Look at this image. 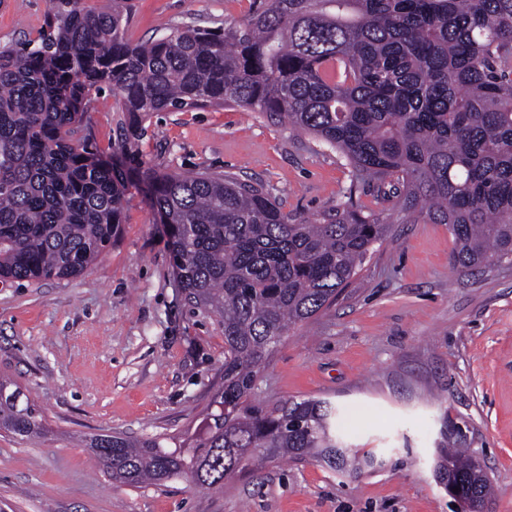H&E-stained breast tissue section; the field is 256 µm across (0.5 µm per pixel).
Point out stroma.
Wrapping results in <instances>:
<instances>
[{
  "label": "stroma",
  "mask_w": 512,
  "mask_h": 512,
  "mask_svg": "<svg viewBox=\"0 0 512 512\" xmlns=\"http://www.w3.org/2000/svg\"><path fill=\"white\" fill-rule=\"evenodd\" d=\"M253 0H129L127 36L243 19ZM49 0H0V44L36 38ZM91 93L79 139L116 154L120 113ZM139 160L264 182L285 211L317 217L351 190L335 149L239 107L157 112ZM389 237L330 307L292 329L261 369L251 402L330 400L349 439L381 459L341 477L313 461L263 463L200 489L179 478L112 483L92 437L194 433L224 381V334L192 311L145 185L130 183L123 224L82 275L0 283V376L38 407L46 436L0 431V512H455L433 474L442 418L484 460L488 512H512V262L462 270L444 224L406 223L385 204Z\"/></svg>",
  "instance_id": "obj_1"
}]
</instances>
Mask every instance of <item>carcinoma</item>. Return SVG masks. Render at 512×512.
<instances>
[{
    "label": "carcinoma",
    "instance_id": "cac0c4a2",
    "mask_svg": "<svg viewBox=\"0 0 512 512\" xmlns=\"http://www.w3.org/2000/svg\"><path fill=\"white\" fill-rule=\"evenodd\" d=\"M50 0L40 43L0 46V282L79 275L112 246L127 180L75 138L105 84L136 155L155 112L238 106L310 134L346 158L349 193L318 218L292 216L266 186L232 175L137 170L166 227L189 304L224 331V386L192 436L101 434L89 448L114 482L183 477L210 489L263 462L313 460L341 476L373 465L323 399L249 401L281 338L330 306L389 233L377 205L446 224L454 266L512 260V0H270L217 30L125 34L128 9ZM0 378V430L47 433L35 404ZM443 422L435 476L483 504L485 466Z\"/></svg>",
    "mask_w": 512,
    "mask_h": 512
}]
</instances>
